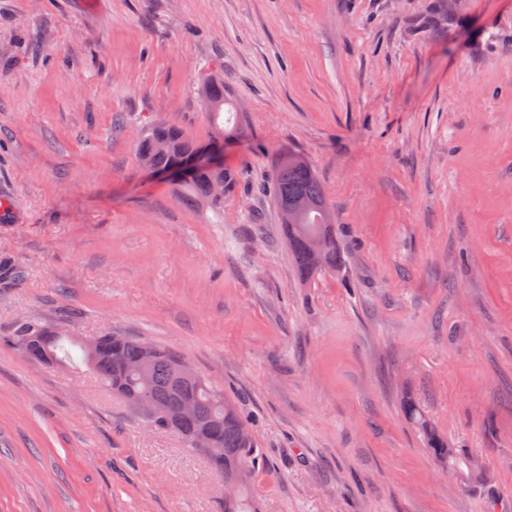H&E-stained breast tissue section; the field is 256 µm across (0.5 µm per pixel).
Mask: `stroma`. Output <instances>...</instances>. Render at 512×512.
I'll return each mask as SVG.
<instances>
[{"label":"stroma","mask_w":512,"mask_h":512,"mask_svg":"<svg viewBox=\"0 0 512 512\" xmlns=\"http://www.w3.org/2000/svg\"><path fill=\"white\" fill-rule=\"evenodd\" d=\"M0 0V512H224V480L19 319L170 348L252 419L255 512H512V0ZM245 127L190 207L136 151ZM314 167L343 264L304 281L266 187ZM412 401L483 489L440 464ZM199 93L209 115L213 118L211 135L199 141L182 129L166 123L144 126L137 138L139 157L150 172H176L181 175L179 185L185 191V200L191 206H206L214 212L224 210V195L235 191L237 173L225 169L222 157L208 160L211 168L199 163L203 155H219L224 144L243 137L244 128L236 117L230 98L224 94V81L208 77ZM225 112V113H224ZM224 114L227 116L224 118ZM221 184L223 193L216 194L215 186Z\"/></svg>","instance_id":"obj_1"}]
</instances>
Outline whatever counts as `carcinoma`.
I'll use <instances>...</instances> for the list:
<instances>
[{
	"instance_id": "carcinoma-1",
	"label": "carcinoma",
	"mask_w": 512,
	"mask_h": 512,
	"mask_svg": "<svg viewBox=\"0 0 512 512\" xmlns=\"http://www.w3.org/2000/svg\"><path fill=\"white\" fill-rule=\"evenodd\" d=\"M199 93L209 115L213 118L211 135L199 141L182 129L166 123L144 126L137 138L139 157L151 172H176L181 175L179 185L185 191V200L191 206H205L218 212L224 208V196L235 191L237 173L230 169L204 167L199 163L203 155L224 152V144L243 137L244 128L236 117L228 95L224 94V81L217 77L205 79ZM281 224L288 242L289 253L299 275L308 280L341 266L340 252L332 211L326 201L323 186L310 164L295 154H281L275 160V173L271 186ZM310 200L315 209L303 218L294 216L299 199ZM322 241V266H317L314 248ZM23 277L22 268L10 257L0 256V284L14 285ZM12 344L30 360H72L71 348L77 347L85 366L116 396L129 400L147 393L157 404L160 413L151 420L154 429L174 431L182 437L201 432L212 442L208 457L211 468L224 476V480L239 481L235 498L224 500V512H252L245 485L249 463L253 462L256 444L250 426L238 408L224 396V389L203 376L196 383H177L173 369L181 356L159 346L155 360L150 364L146 386L139 374L144 356L141 340L118 334L98 337L94 359H89L82 342L71 336L57 334V329L34 320L22 319L15 325ZM192 399L198 405V416L175 423L181 404ZM406 415L422 432L436 459L446 465L463 469L468 460L453 456L448 443L431 427L423 412L409 403Z\"/></svg>"
}]
</instances>
